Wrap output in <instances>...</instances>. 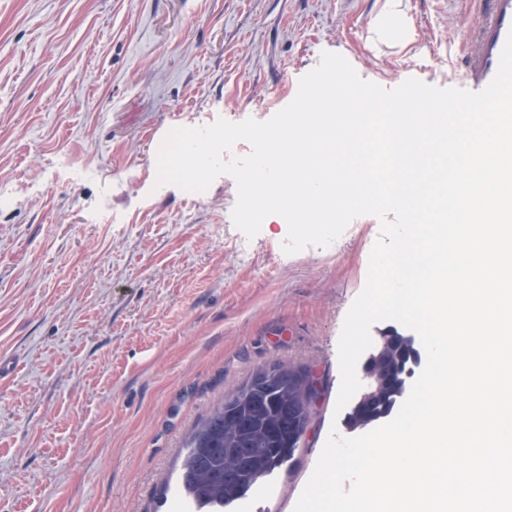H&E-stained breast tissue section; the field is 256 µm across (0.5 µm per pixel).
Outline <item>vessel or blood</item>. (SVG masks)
<instances>
[{
	"mask_svg": "<svg viewBox=\"0 0 512 512\" xmlns=\"http://www.w3.org/2000/svg\"><path fill=\"white\" fill-rule=\"evenodd\" d=\"M477 11L464 38L461 69L474 92L495 78L501 52L512 33V0H476Z\"/></svg>",
	"mask_w": 512,
	"mask_h": 512,
	"instance_id": "obj_1",
	"label": "vessel or blood"
}]
</instances>
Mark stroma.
Masks as SVG:
<instances>
[{"instance_id": "obj_1", "label": "stroma", "mask_w": 512, "mask_h": 512, "mask_svg": "<svg viewBox=\"0 0 512 512\" xmlns=\"http://www.w3.org/2000/svg\"><path fill=\"white\" fill-rule=\"evenodd\" d=\"M0 0V512H184L185 440L256 370L310 371L305 444L233 512H294L330 430L377 217L288 255L235 226V180L156 186L167 132L266 121L323 52L383 88L464 89L474 0ZM375 26L394 48L407 49L415 42L412 24L398 10L395 0H387L375 19Z\"/></svg>"}]
</instances>
